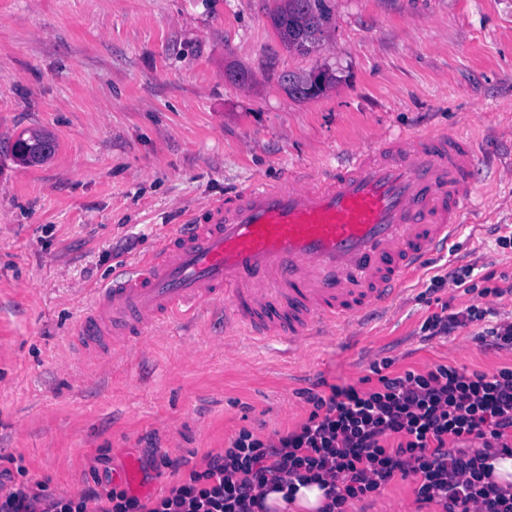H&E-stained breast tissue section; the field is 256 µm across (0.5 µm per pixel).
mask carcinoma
Listing matches in <instances>:
<instances>
[{"label": "carcinoma", "instance_id": "cac0c4a2", "mask_svg": "<svg viewBox=\"0 0 512 512\" xmlns=\"http://www.w3.org/2000/svg\"><path fill=\"white\" fill-rule=\"evenodd\" d=\"M329 15L328 0H281L271 20L288 50L310 55L319 47ZM54 148V139L49 133L33 129L28 137L16 141L15 157L22 164L32 166L45 161Z\"/></svg>", "mask_w": 512, "mask_h": 512}]
</instances>
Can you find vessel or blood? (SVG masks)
I'll return each mask as SVG.
<instances>
[{
    "label": "vessel or blood",
    "mask_w": 512,
    "mask_h": 512,
    "mask_svg": "<svg viewBox=\"0 0 512 512\" xmlns=\"http://www.w3.org/2000/svg\"><path fill=\"white\" fill-rule=\"evenodd\" d=\"M474 169L462 136L399 134L351 151L329 177L209 203L207 223L178 227L98 289L71 339L97 364L212 304L228 332L292 343L333 332L395 298L456 236Z\"/></svg>",
    "instance_id": "vessel-or-blood-1"
}]
</instances>
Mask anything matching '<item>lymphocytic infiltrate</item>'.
Here are the masks:
<instances>
[{
	"label": "lymphocytic infiltrate",
	"mask_w": 512,
	"mask_h": 512,
	"mask_svg": "<svg viewBox=\"0 0 512 512\" xmlns=\"http://www.w3.org/2000/svg\"><path fill=\"white\" fill-rule=\"evenodd\" d=\"M491 311L449 303L424 321L429 336L476 327L478 342L512 351V319L492 326ZM384 372L376 385L310 394L308 418L292 430L261 437L240 430L224 452L208 456L167 494L145 501L128 490L54 494L47 483L5 488L0 512H264L269 490L318 483L320 512H345L348 501L372 497L396 480L439 512H512V485L493 477L496 457L512 456V367L493 373L438 365L427 372ZM480 449H473V442Z\"/></svg>",
	"instance_id": "obj_1"
}]
</instances>
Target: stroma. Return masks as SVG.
<instances>
[{
    "mask_svg": "<svg viewBox=\"0 0 512 512\" xmlns=\"http://www.w3.org/2000/svg\"><path fill=\"white\" fill-rule=\"evenodd\" d=\"M318 52L286 49L277 0H0V455L67 496L103 485L141 498L203 470L239 430L261 436L305 421L310 394L358 385L372 366L451 364L492 373L512 352L468 330L422 340L443 302L512 315L481 294L512 277L499 236L512 229V0H330ZM335 73L312 99L283 75ZM58 148L19 164L20 133ZM470 140L476 187L446 250L362 324L286 344L237 332L224 311L173 320L108 366L70 341L97 288L152 252L207 205L258 185L336 167L351 148L399 133ZM471 266L465 293L433 276ZM186 465L172 473L165 459ZM348 512H436L407 482Z\"/></svg>",
    "mask_w": 512,
    "mask_h": 512,
    "instance_id": "1",
    "label": "stroma"
}]
</instances>
